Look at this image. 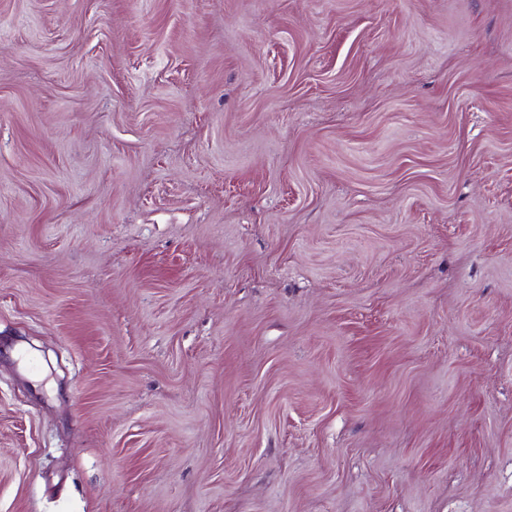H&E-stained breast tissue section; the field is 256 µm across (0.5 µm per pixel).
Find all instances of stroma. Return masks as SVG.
<instances>
[{
  "instance_id": "obj_1",
  "label": "stroma",
  "mask_w": 512,
  "mask_h": 512,
  "mask_svg": "<svg viewBox=\"0 0 512 512\" xmlns=\"http://www.w3.org/2000/svg\"><path fill=\"white\" fill-rule=\"evenodd\" d=\"M0 512H512V0H0Z\"/></svg>"
}]
</instances>
